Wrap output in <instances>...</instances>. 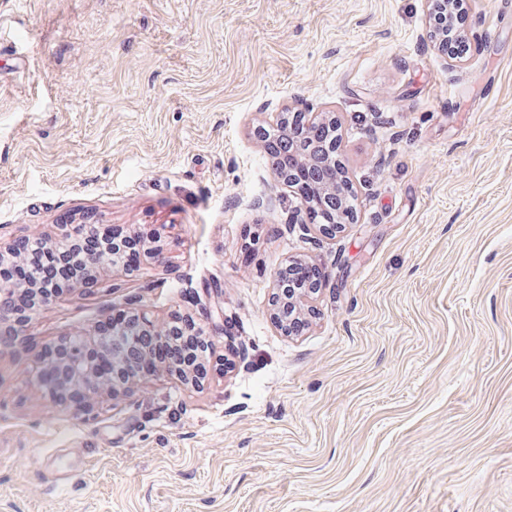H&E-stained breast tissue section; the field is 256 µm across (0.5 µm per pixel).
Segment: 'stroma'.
<instances>
[{
    "label": "stroma",
    "instance_id": "stroma-1",
    "mask_svg": "<svg viewBox=\"0 0 512 512\" xmlns=\"http://www.w3.org/2000/svg\"><path fill=\"white\" fill-rule=\"evenodd\" d=\"M0 0V241L161 226L0 353V512H512V0ZM335 120L354 223H299L255 129ZM314 263L307 329L273 276ZM137 300L212 336L82 410L34 356ZM140 242L139 246L142 250L141 260L159 261L165 250V237L159 228H151L141 235L134 236Z\"/></svg>",
    "mask_w": 512,
    "mask_h": 512
}]
</instances>
